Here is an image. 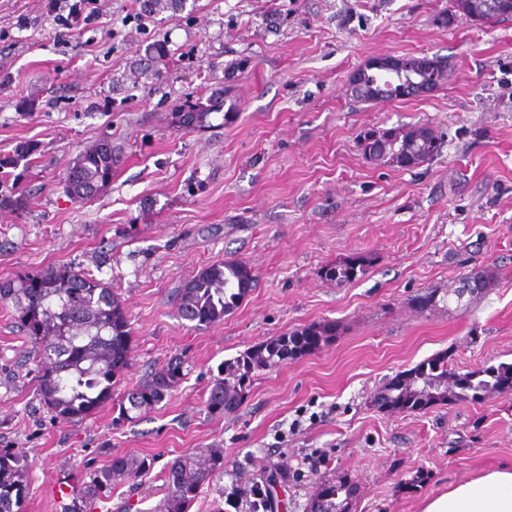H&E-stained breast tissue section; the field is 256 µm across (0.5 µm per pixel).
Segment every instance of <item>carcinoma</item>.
<instances>
[{
	"label": "carcinoma",
	"mask_w": 512,
	"mask_h": 512,
	"mask_svg": "<svg viewBox=\"0 0 512 512\" xmlns=\"http://www.w3.org/2000/svg\"><path fill=\"white\" fill-rule=\"evenodd\" d=\"M183 0H142L151 15L176 12ZM172 50L165 41L153 43L147 62L136 78L153 76L167 65ZM448 78V63L435 58L423 82L433 90ZM224 109L218 94L187 99L176 107L173 118L181 126L200 129L208 116ZM441 137L428 124L392 128H368L358 137V149L372 162L397 168H413L432 161L439 153ZM38 144L21 142L0 155V209H18L24 203L17 170L32 168ZM115 152L112 143L101 141L81 151L65 180L66 190L77 201L102 194L112 182ZM370 261L358 255L336 261L324 269L330 281L346 283L367 274ZM253 269L237 260L204 268L176 291L182 316L198 326L224 320L255 287ZM12 304L21 326L34 345L38 393L44 406L65 420L84 419L99 403L112 399V387L127 367L131 327L120 297L110 283L67 266L39 271H20L0 279V304ZM336 333L332 323L310 324L291 334L255 345L218 366L206 400L208 412L222 416L239 407L248 396L250 379L287 360L313 352ZM179 358L168 360L149 378L125 391L116 400L118 420L130 419L133 411L147 412L162 403L183 380ZM512 386V363L483 366L458 374L448 368V354L440 353L390 379L379 391L380 407L415 410L454 401L480 402ZM153 459L123 456L96 471L69 512H83L84 503L111 492L118 477L146 475ZM29 464L12 452L0 450V512H21ZM224 469L221 448H200L174 460L167 469L164 495L155 512H187L199 488ZM354 484L324 480L316 486L309 512H350L356 498Z\"/></svg>",
	"instance_id": "obj_1"
}]
</instances>
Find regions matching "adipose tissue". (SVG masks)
Here are the masks:
<instances>
[{
  "label": "adipose tissue",
  "instance_id": "ef3b65f1",
  "mask_svg": "<svg viewBox=\"0 0 512 512\" xmlns=\"http://www.w3.org/2000/svg\"><path fill=\"white\" fill-rule=\"evenodd\" d=\"M421 512H512V465L452 485L426 499Z\"/></svg>",
  "mask_w": 512,
  "mask_h": 512
}]
</instances>
